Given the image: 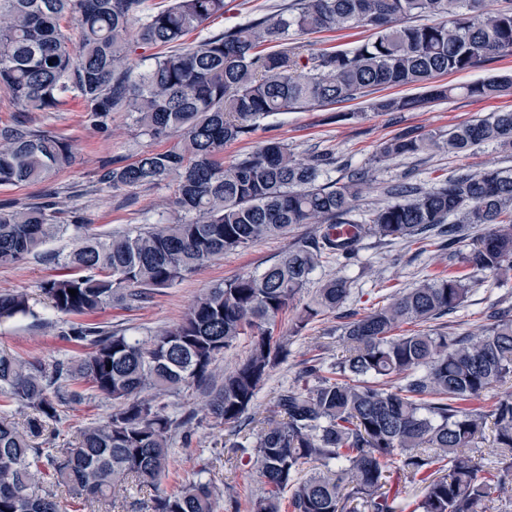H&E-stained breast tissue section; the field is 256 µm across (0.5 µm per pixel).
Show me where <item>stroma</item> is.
Here are the masks:
<instances>
[{
	"label": "stroma",
	"mask_w": 512,
	"mask_h": 512,
	"mask_svg": "<svg viewBox=\"0 0 512 512\" xmlns=\"http://www.w3.org/2000/svg\"><path fill=\"white\" fill-rule=\"evenodd\" d=\"M288 2L225 0L223 14L193 31L187 41L199 44L211 35L282 9ZM373 102V96L369 95L341 105L310 111L295 109L271 116L244 140L225 146L224 161L232 163L267 142L279 141L288 145L301 160L321 153L332 154L338 164L330 173L334 179L341 177L340 167L345 163L356 168H370L376 187L360 197L358 212L362 215L383 202L381 189L389 184L409 181L431 188L461 166L479 169L505 164V153L493 144L473 147L460 157L436 151L381 164L376 163L375 157L380 144L395 134L439 135L454 125L492 112L511 110L512 94L486 99L454 96L430 101L423 108L408 112H379L373 109ZM20 121L67 137L73 145L76 160L67 170L42 182L0 187V202L11 199L28 203L48 195L57 203L61 222H69L76 214L97 233L152 224L173 213L174 181L122 190L107 189L97 182L104 163H127L143 152L163 148L162 143L140 135L128 113H113L110 130L102 133L85 123L79 103H70L61 112H29L8 91L0 90V126ZM314 230V225L302 224L288 235L261 240L225 254L173 287L159 290L148 302L106 308L96 315L95 321L112 329L125 330L127 335L146 338L147 334L178 323L204 288L235 276L260 274L282 256L295 239L309 236ZM71 248L72 239L66 235L50 242L42 257L13 267H0V293L26 292L34 306L33 315L0 321V349L38 358L48 364L79 355V346L59 334L64 316L54 313L41 293L42 283L60 271L58 256ZM467 249V243H459L457 254L452 257L439 249L437 241L431 238L419 242L403 239L381 242L367 238L361 242L351 265L343 268L334 261H326L312 274L311 281L316 284L334 275L346 278L350 286L347 307L362 317L391 302L397 293L413 287L424 276L459 270L458 256ZM493 304L512 307V277L503 283L492 273H474L464 309L438 319L437 324L451 333L479 331L485 323V311ZM292 319V313L288 312L277 320L275 333L288 336L289 353L287 359L272 370L258 393L251 411L255 419L250 426L251 432H258L259 421L268 416L278 392L293 383L303 363L319 357L333 361L346 353V346L336 332L341 324L336 315L322 317L293 337L288 334ZM111 412L110 401L92 395L82 402L63 407L59 424L62 439L75 440L81 427L106 421ZM193 429L190 447L174 445L169 471L159 485L160 490L169 494L177 492L186 481L195 479L198 470L205 466L217 485L232 486L239 512H249L250 503L259 494L261 485L256 475L232 470L227 460V450L240 441V434L205 420L194 423Z\"/></svg>",
	"instance_id": "stroma-1"
}]
</instances>
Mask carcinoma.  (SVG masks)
<instances>
[{"label":"carcinoma","mask_w":512,"mask_h":512,"mask_svg":"<svg viewBox=\"0 0 512 512\" xmlns=\"http://www.w3.org/2000/svg\"><path fill=\"white\" fill-rule=\"evenodd\" d=\"M145 0H0V89L30 111L60 112L71 100L101 132L123 110L152 140L178 138L162 152L103 168L111 189L177 181V210L165 222L123 234L91 233L75 222L66 273L43 282L42 294L62 315L87 316L114 303H145L209 262L256 241L286 235L299 224L317 233L294 242L258 275L218 282L196 297L180 323L146 339L72 322L61 330L87 349L77 360L46 364L0 350V397L24 414L0 419V512H92L118 484L157 488L168 471L174 433L192 443L198 411L176 422L165 399L189 387L207 388L202 411L214 426L242 428L261 386L288 357L274 334L311 275L330 258L351 260L361 239H408L431 234L448 247L478 226L463 265L503 278L512 273V166L459 167L429 189L402 183L357 224L358 238L339 241L338 224H356L357 202L374 179L350 170L321 179L334 159L302 161L269 141L230 164L224 146L247 137L264 119L297 108L353 101L376 90L427 87L423 97L381 98L375 108L402 112L455 90L469 98L497 97L512 79L490 77L458 87L431 84L512 54V6L487 0H292L288 13H270L190 46L184 38L224 0H168L144 12ZM423 15L429 23L414 24ZM358 27L373 37L349 48L313 53L302 35ZM164 47L133 73L139 49ZM490 143L512 150V110L448 128L438 137L401 134L381 144L377 162L431 150L460 155ZM75 160L70 141L50 130L0 127V186L41 182ZM68 225L56 202L0 203V266L43 254ZM77 290L71 296L68 290ZM467 277L434 275L392 302L356 318L341 276L321 282L297 313L292 333L318 318H344L347 354L306 363L298 384L280 390L251 445L231 447L234 466L255 472L260 494L251 512H404L402 483L420 492L411 512H487L493 495L512 484V395L488 412L474 402L512 381V309H494L480 333L450 334L423 325L461 308ZM34 314L24 292L0 294V320ZM242 335L248 359L224 374L215 363ZM111 370H106V367ZM87 383L111 401L102 423L61 442L53 425L60 407ZM491 432V466L481 445ZM50 478L70 499L37 494ZM239 512L237 499L211 480H191L150 499L151 512Z\"/></svg>","instance_id":"obj_1"}]
</instances>
